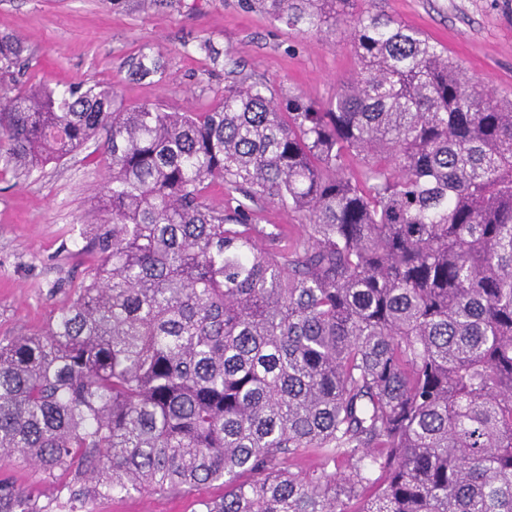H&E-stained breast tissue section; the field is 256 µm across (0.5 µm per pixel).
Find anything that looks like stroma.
Masks as SVG:
<instances>
[{
    "instance_id": "35a3bbf8",
    "label": "stroma",
    "mask_w": 512,
    "mask_h": 512,
    "mask_svg": "<svg viewBox=\"0 0 512 512\" xmlns=\"http://www.w3.org/2000/svg\"><path fill=\"white\" fill-rule=\"evenodd\" d=\"M424 31L478 88L512 98V0H361ZM18 39L29 84L64 89L116 85L125 103L176 112L211 107L226 84L262 81L276 98L331 97L356 71L344 34L302 36L244 0H0V34ZM160 70L135 75L140 53ZM109 169L97 143L31 175L0 176V338L44 328L69 302L94 260L77 230L87 223ZM0 479L50 504L39 467L0 461ZM212 483L181 495L134 492L93 501L90 512H195L216 499Z\"/></svg>"
}]
</instances>
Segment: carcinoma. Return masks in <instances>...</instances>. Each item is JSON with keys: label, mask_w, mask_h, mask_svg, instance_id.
Returning a JSON list of instances; mask_svg holds the SVG:
<instances>
[{"label": "carcinoma", "mask_w": 512, "mask_h": 512, "mask_svg": "<svg viewBox=\"0 0 512 512\" xmlns=\"http://www.w3.org/2000/svg\"><path fill=\"white\" fill-rule=\"evenodd\" d=\"M359 2L254 0L348 34L323 102L0 85L1 173L101 131L111 170L75 297L0 340V460L42 469L57 512L214 482L197 512H512V99ZM22 53L1 36L0 72ZM266 205L300 231L260 229ZM309 451L315 473L286 466ZM0 512L42 508L0 479Z\"/></svg>", "instance_id": "1"}]
</instances>
